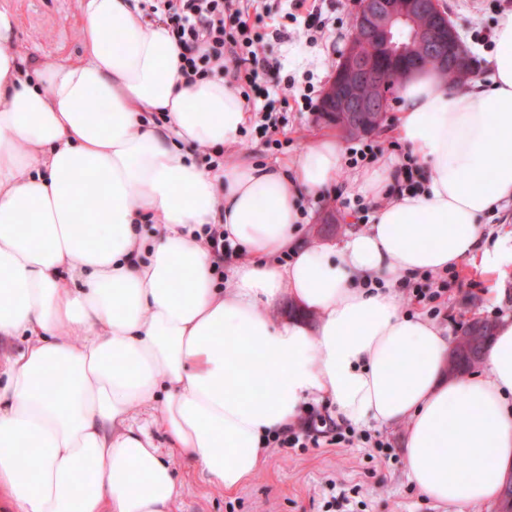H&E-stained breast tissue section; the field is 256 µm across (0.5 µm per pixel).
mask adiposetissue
<instances>
[{
    "instance_id": "adipose-tissue-1",
    "label": "adipose tissue",
    "mask_w": 512,
    "mask_h": 512,
    "mask_svg": "<svg viewBox=\"0 0 512 512\" xmlns=\"http://www.w3.org/2000/svg\"><path fill=\"white\" fill-rule=\"evenodd\" d=\"M80 29L78 60L27 64L0 0V339L24 343L0 361V512H170L184 486L164 445L237 490L313 403L357 429L404 427L405 477L432 500L497 502L512 481V321L480 372L447 376L452 332L402 311L396 276L475 257L493 280L512 269V245L480 221L512 223V10L485 77L452 86L425 68L400 84L390 134L426 173L415 197L389 195L392 155L343 178L332 132L280 165L200 166L194 150L238 142L243 96L187 82L138 0H80ZM331 185L371 201L370 221L304 242L299 202ZM209 224L236 248L221 274ZM285 293L316 327L272 316Z\"/></svg>"
}]
</instances>
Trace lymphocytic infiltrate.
<instances>
[{
    "instance_id": "1",
    "label": "lymphocytic infiltrate",
    "mask_w": 512,
    "mask_h": 512,
    "mask_svg": "<svg viewBox=\"0 0 512 512\" xmlns=\"http://www.w3.org/2000/svg\"><path fill=\"white\" fill-rule=\"evenodd\" d=\"M156 10L166 16L171 34L182 47L181 71L193 82L222 75L232 70L235 80H242L255 90H263L264 78L273 63L258 53L255 39L247 33V17L264 23L260 0H156ZM409 302L427 307L430 315H440L438 301L459 284L456 268H448L439 278L430 273H403L398 277ZM333 445L351 446L361 441L366 447L382 449L383 439L368 433H356L330 416L310 411L298 425L276 434L267 442L271 448H317L322 440Z\"/></svg>"
}]
</instances>
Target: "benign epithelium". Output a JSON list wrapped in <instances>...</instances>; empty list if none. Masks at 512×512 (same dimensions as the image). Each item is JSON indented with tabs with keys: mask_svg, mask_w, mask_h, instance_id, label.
<instances>
[{
	"mask_svg": "<svg viewBox=\"0 0 512 512\" xmlns=\"http://www.w3.org/2000/svg\"><path fill=\"white\" fill-rule=\"evenodd\" d=\"M465 81L478 65L439 0H357L355 27L319 112L345 130L375 132L399 84L420 63Z\"/></svg>",
	"mask_w": 512,
	"mask_h": 512,
	"instance_id": "1",
	"label": "benign epithelium"
}]
</instances>
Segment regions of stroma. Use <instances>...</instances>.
<instances>
[{
  "label": "stroma",
  "instance_id": "obj_1",
  "mask_svg": "<svg viewBox=\"0 0 512 512\" xmlns=\"http://www.w3.org/2000/svg\"><path fill=\"white\" fill-rule=\"evenodd\" d=\"M356 2L323 0L328 26L323 39L314 42L306 30L305 10H293L289 0H264V11L278 31L264 37L263 51L281 63L270 73L269 87L282 88L292 81L300 88L311 83L316 91H323L351 34ZM441 4L471 49L480 47L481 33L492 30L502 9H512V0H441ZM9 5L17 25L13 49L26 62L79 59V0H9ZM260 120V115H253L234 147L238 157L256 163L284 161L300 152L308 138L329 128L317 113L297 105L288 114L287 127L278 130L270 143L258 129ZM302 205L308 217L303 226L308 242L335 243L355 227L334 188H327L320 198L303 200ZM480 267L475 260L462 263L466 283L442 305L437 321L451 331L472 320L512 319V275L503 280L505 297L497 303ZM381 435L389 443L383 457L358 446L270 449L254 477L233 493L203 484L185 465H178L184 492L172 512H495L490 505L444 510L408 484L403 428L385 429ZM334 493L339 501H331Z\"/></svg>",
  "mask_w": 512,
  "mask_h": 512
}]
</instances>
